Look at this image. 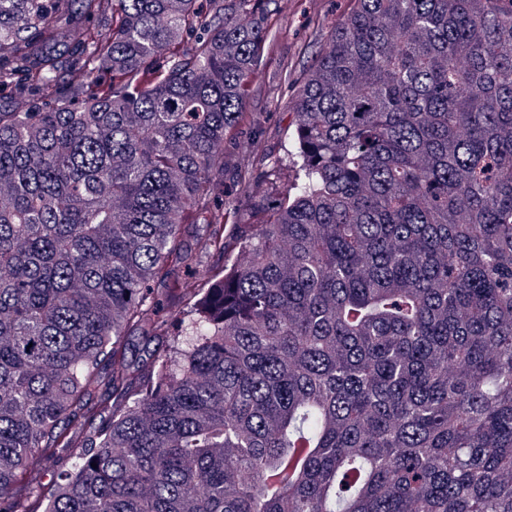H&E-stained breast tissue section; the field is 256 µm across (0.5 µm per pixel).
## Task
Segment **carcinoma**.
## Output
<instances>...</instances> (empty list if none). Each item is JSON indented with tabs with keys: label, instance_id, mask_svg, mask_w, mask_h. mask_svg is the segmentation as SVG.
<instances>
[{
	"label": "carcinoma",
	"instance_id": "1",
	"mask_svg": "<svg viewBox=\"0 0 512 512\" xmlns=\"http://www.w3.org/2000/svg\"><path fill=\"white\" fill-rule=\"evenodd\" d=\"M272 2L0 0V512H512V0H355L229 262ZM199 270L200 271L195 274H187L179 271V273H177L170 282L174 294H187L194 291L196 288H201L202 283L204 282V271H202V268Z\"/></svg>",
	"mask_w": 512,
	"mask_h": 512
}]
</instances>
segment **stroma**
Returning <instances> with one entry per match:
<instances>
[{
    "instance_id": "stroma-1",
    "label": "stroma",
    "mask_w": 512,
    "mask_h": 512,
    "mask_svg": "<svg viewBox=\"0 0 512 512\" xmlns=\"http://www.w3.org/2000/svg\"><path fill=\"white\" fill-rule=\"evenodd\" d=\"M355 0H273L268 26L274 48L252 85L247 109L256 121L224 141V181L217 204H231L237 224L266 220L265 207L294 177L288 164V133L294 127L297 96L326 49L337 23ZM279 161L271 169V161Z\"/></svg>"
}]
</instances>
